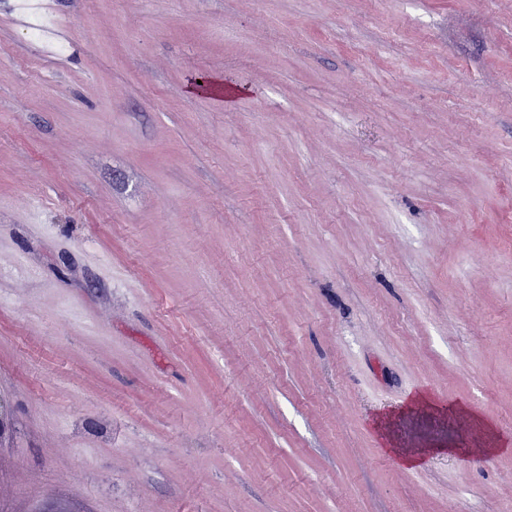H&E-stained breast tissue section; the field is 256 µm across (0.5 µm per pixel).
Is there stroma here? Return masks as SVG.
Instances as JSON below:
<instances>
[{
	"label": "stroma",
	"instance_id": "35a3bbf8",
	"mask_svg": "<svg viewBox=\"0 0 512 512\" xmlns=\"http://www.w3.org/2000/svg\"><path fill=\"white\" fill-rule=\"evenodd\" d=\"M20 2L0 512H512V0ZM397 421L387 420L382 425V433L386 443L389 445V449L400 456L407 464H417L420 462L427 450H433L437 448H403L400 445V434L394 428Z\"/></svg>",
	"mask_w": 512,
	"mask_h": 512
}]
</instances>
